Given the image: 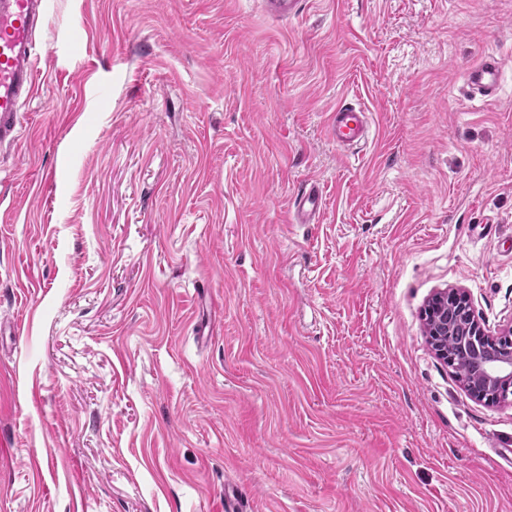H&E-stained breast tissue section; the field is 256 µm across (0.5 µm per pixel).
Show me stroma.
I'll return each instance as SVG.
<instances>
[{"label": "stroma", "mask_w": 512, "mask_h": 512, "mask_svg": "<svg viewBox=\"0 0 512 512\" xmlns=\"http://www.w3.org/2000/svg\"><path fill=\"white\" fill-rule=\"evenodd\" d=\"M38 40L0 145V512H512V403L425 331L444 289L512 325V0H48ZM304 0H263L264 11L270 16L288 20L297 16L303 10ZM467 82L472 93L488 98L494 97L500 85L498 60L489 56L473 66L468 72ZM370 124L368 111L349 103L336 106L329 119L331 137L340 146H352L367 140ZM325 199L320 184L309 180L297 193L289 212L293 224H316L324 210Z\"/></svg>", "instance_id": "obj_1"}]
</instances>
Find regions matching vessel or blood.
Segmentation results:
<instances>
[{"label": "vessel or blood", "mask_w": 512, "mask_h": 512, "mask_svg": "<svg viewBox=\"0 0 512 512\" xmlns=\"http://www.w3.org/2000/svg\"><path fill=\"white\" fill-rule=\"evenodd\" d=\"M304 0H262L267 14L287 20L303 9ZM47 0H0V145L18 137L21 110L32 97L37 84V30L45 15ZM472 93L493 97L500 85V65L486 57L473 66L467 76ZM332 139L340 146H351L368 139L370 117L360 106L343 103L331 113ZM325 206L320 184L310 180L293 200L289 221L293 224L317 223Z\"/></svg>", "instance_id": "vessel-or-blood-1"}]
</instances>
